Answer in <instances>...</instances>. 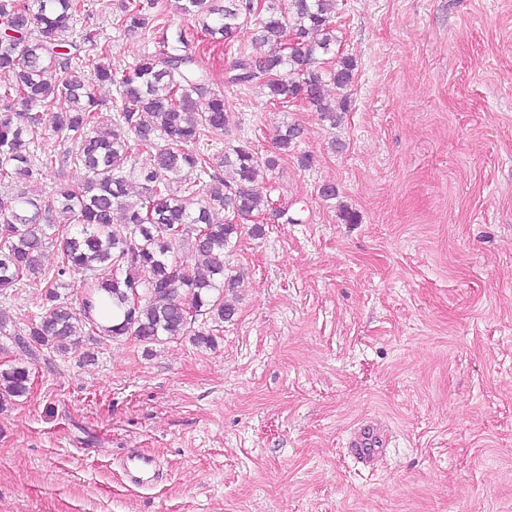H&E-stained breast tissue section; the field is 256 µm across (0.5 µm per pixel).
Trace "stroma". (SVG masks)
<instances>
[{
  "label": "stroma",
  "mask_w": 512,
  "mask_h": 512,
  "mask_svg": "<svg viewBox=\"0 0 512 512\" xmlns=\"http://www.w3.org/2000/svg\"><path fill=\"white\" fill-rule=\"evenodd\" d=\"M82 2L69 38L94 30L114 71L155 52L122 25L127 0ZM153 3L225 95L200 153L301 136L255 185L262 235L224 255L231 321L88 338L91 362L0 335V369L31 372L0 406V512H512V0H336L325 60L356 70L334 126L228 87L250 29L228 49ZM44 305L42 281L0 290L13 332ZM364 421L393 438L371 468L346 451ZM132 449L160 459L153 489L124 482Z\"/></svg>",
  "instance_id": "35a3bbf8"
}]
</instances>
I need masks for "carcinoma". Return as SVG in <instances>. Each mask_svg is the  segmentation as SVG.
Here are the masks:
<instances>
[{
	"instance_id": "carcinoma-1",
	"label": "carcinoma",
	"mask_w": 512,
	"mask_h": 512,
	"mask_svg": "<svg viewBox=\"0 0 512 512\" xmlns=\"http://www.w3.org/2000/svg\"><path fill=\"white\" fill-rule=\"evenodd\" d=\"M177 0L213 43H229L254 19L252 51L241 53L227 79L230 86L254 83L279 103L304 101L320 119L336 124V107L325 86L344 90L354 79L353 59L342 57L323 70L319 56L336 45L335 0ZM81 0H0V70L12 82L0 86V185L33 175L29 140L52 132L63 150L41 162L52 167L77 160L80 173L54 195L0 196V290L44 276V248L59 242L61 256L47 281L40 320L10 338L31 358L40 350L67 353L81 343L83 328L111 338L130 336L153 345L187 332L198 317L230 321L237 313L224 290V252L242 233L240 221L266 205L253 184L277 165L250 142L229 144L219 167L194 146L224 132V95L208 90V75L193 54L168 44L116 74L95 35L83 37L84 55L63 51L77 21ZM127 31L150 40L164 27L140 4L124 6ZM295 46H288V35ZM79 62L71 68V60ZM117 86L110 125L100 120V103L89 82ZM67 107L56 111L59 101ZM19 112L25 126L13 121ZM301 130L286 124L276 146L291 148ZM159 140L153 163L139 169V147ZM208 181L201 182L202 176ZM140 192L131 198L132 179ZM224 218H218L219 213ZM80 274L79 308L60 289ZM29 369L0 371V405L25 396Z\"/></svg>"
}]
</instances>
